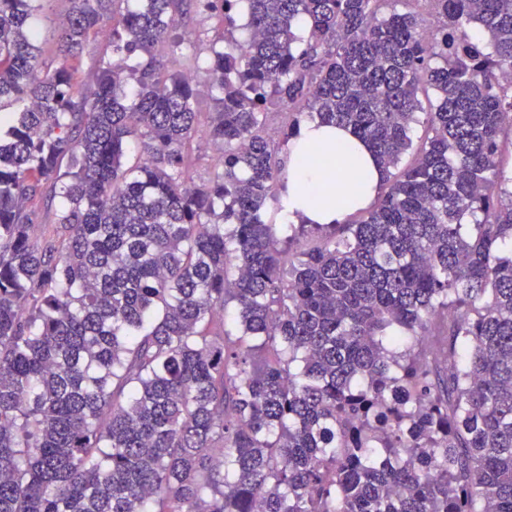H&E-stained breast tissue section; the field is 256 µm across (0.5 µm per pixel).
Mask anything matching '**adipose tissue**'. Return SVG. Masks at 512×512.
<instances>
[{"label": "adipose tissue", "instance_id": "1", "mask_svg": "<svg viewBox=\"0 0 512 512\" xmlns=\"http://www.w3.org/2000/svg\"><path fill=\"white\" fill-rule=\"evenodd\" d=\"M285 221L303 215L314 224H340L370 207L383 172L370 149L348 129L307 121L288 143Z\"/></svg>", "mask_w": 512, "mask_h": 512}]
</instances>
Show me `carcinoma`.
<instances>
[{
	"label": "carcinoma",
	"mask_w": 512,
	"mask_h": 512,
	"mask_svg": "<svg viewBox=\"0 0 512 512\" xmlns=\"http://www.w3.org/2000/svg\"><path fill=\"white\" fill-rule=\"evenodd\" d=\"M46 2L0 0V512H512V0H76L55 64ZM285 104L383 164L364 216L263 220ZM221 27L222 23L218 17H211L191 10L178 17L176 32L186 39H194L198 34L205 33V35H202L204 42H201L199 46L201 57H205L209 54L210 43L206 40L213 39ZM104 47L105 40L99 36H92L87 42L78 62V77L84 84H91L95 80ZM194 154L199 155L194 168L193 178L196 184H202L208 181L213 171V159L218 154L215 146L204 139H196L193 144Z\"/></svg>",
	"instance_id": "carcinoma-1"
}]
</instances>
